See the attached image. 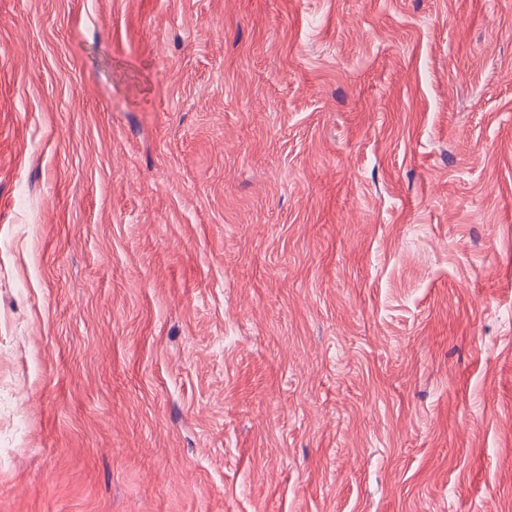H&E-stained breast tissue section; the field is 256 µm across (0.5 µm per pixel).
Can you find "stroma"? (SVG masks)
<instances>
[{
	"label": "stroma",
	"mask_w": 512,
	"mask_h": 512,
	"mask_svg": "<svg viewBox=\"0 0 512 512\" xmlns=\"http://www.w3.org/2000/svg\"><path fill=\"white\" fill-rule=\"evenodd\" d=\"M0 512H512V0H0Z\"/></svg>",
	"instance_id": "obj_1"
}]
</instances>
